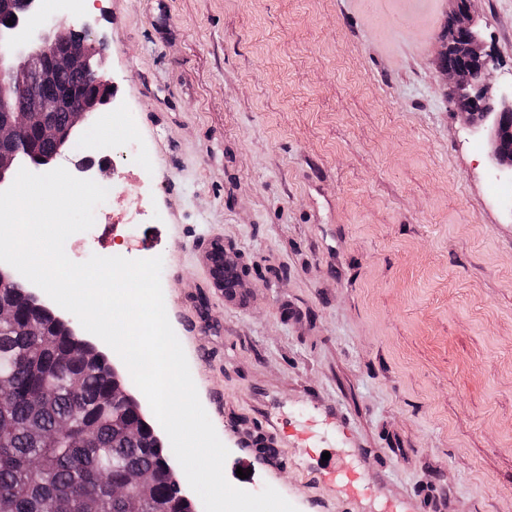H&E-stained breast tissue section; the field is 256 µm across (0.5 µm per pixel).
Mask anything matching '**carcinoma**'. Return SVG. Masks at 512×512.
<instances>
[{"instance_id": "1", "label": "carcinoma", "mask_w": 512, "mask_h": 512, "mask_svg": "<svg viewBox=\"0 0 512 512\" xmlns=\"http://www.w3.org/2000/svg\"><path fill=\"white\" fill-rule=\"evenodd\" d=\"M0 297L16 310L13 324L0 325V375L11 386L0 407V512H50L59 499L75 512H125L112 484L129 471L158 474L153 499L163 512H192L177 490L172 448L149 430L138 440L125 434L140 420V406L132 397L112 406L122 382L109 359L23 289ZM32 317L47 335H27ZM34 395L41 397L37 407Z\"/></svg>"}]
</instances>
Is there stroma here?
<instances>
[{
    "mask_svg": "<svg viewBox=\"0 0 512 512\" xmlns=\"http://www.w3.org/2000/svg\"><path fill=\"white\" fill-rule=\"evenodd\" d=\"M362 2L105 0L112 100L56 164L92 165L122 233L65 253L161 257L231 484L297 512H512V196L439 77L453 0L408 23ZM470 15L511 76L512 0ZM216 239L242 303L202 260Z\"/></svg>",
    "mask_w": 512,
    "mask_h": 512,
    "instance_id": "stroma-1",
    "label": "stroma"
}]
</instances>
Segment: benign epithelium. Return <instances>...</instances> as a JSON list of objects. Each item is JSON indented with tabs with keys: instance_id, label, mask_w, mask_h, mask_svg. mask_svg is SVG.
<instances>
[{
	"instance_id": "1",
	"label": "benign epithelium",
	"mask_w": 512,
	"mask_h": 512,
	"mask_svg": "<svg viewBox=\"0 0 512 512\" xmlns=\"http://www.w3.org/2000/svg\"><path fill=\"white\" fill-rule=\"evenodd\" d=\"M36 2L0 0V187L24 155L31 159V172H48L74 132L112 97L111 83L94 63L101 54L92 43L94 13H86L83 21L67 29L58 28L48 16L36 26L29 21ZM453 2L455 16L439 50V76L454 81V104L467 125L479 127L492 121L496 171L512 177V125L502 118L503 113L512 112V81H487L496 59L485 50L471 23L470 0ZM64 71L83 72L92 81L88 86L63 84L60 74ZM62 110L69 119L59 124L54 115ZM24 130L35 131L51 149L18 148ZM155 484L154 474L134 472L113 486L112 497L124 499L127 512H150Z\"/></svg>"
}]
</instances>
